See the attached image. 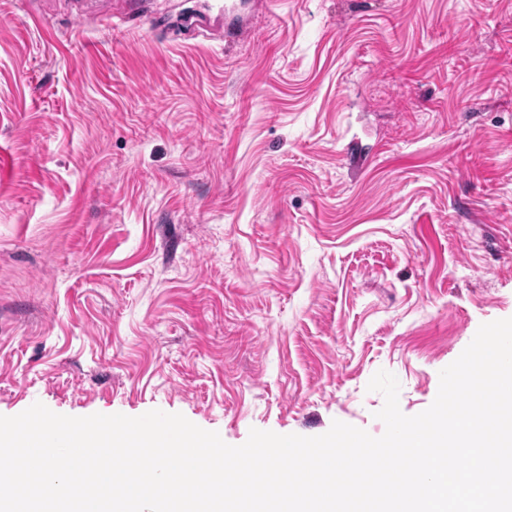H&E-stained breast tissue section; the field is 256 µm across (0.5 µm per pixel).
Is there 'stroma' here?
Wrapping results in <instances>:
<instances>
[{
    "instance_id": "obj_1",
    "label": "stroma",
    "mask_w": 512,
    "mask_h": 512,
    "mask_svg": "<svg viewBox=\"0 0 512 512\" xmlns=\"http://www.w3.org/2000/svg\"><path fill=\"white\" fill-rule=\"evenodd\" d=\"M111 2L0 0V415L427 409L512 318V0Z\"/></svg>"
}]
</instances>
